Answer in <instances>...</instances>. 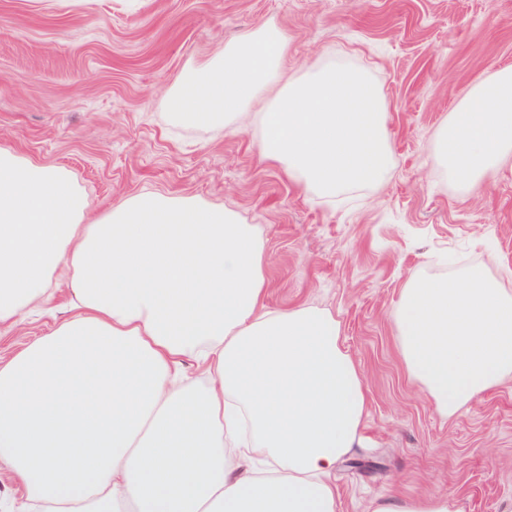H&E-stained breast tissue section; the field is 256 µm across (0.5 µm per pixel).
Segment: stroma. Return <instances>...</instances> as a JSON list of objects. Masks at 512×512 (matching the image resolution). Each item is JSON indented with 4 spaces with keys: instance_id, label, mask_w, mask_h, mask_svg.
<instances>
[{
    "instance_id": "1",
    "label": "stroma",
    "mask_w": 512,
    "mask_h": 512,
    "mask_svg": "<svg viewBox=\"0 0 512 512\" xmlns=\"http://www.w3.org/2000/svg\"><path fill=\"white\" fill-rule=\"evenodd\" d=\"M265 21L299 71L334 50L386 100L393 171L332 204L263 161L258 126L177 127L164 95L196 62ZM512 66V0H0V147L62 166L92 213L144 189L224 204L255 225L268 303L312 302L339 323L370 397L336 464L339 512L374 498L445 491L465 512H512V382L442 418L411 381L392 314L411 271L512 269V174L463 195L435 132L472 82ZM0 327V363L67 313Z\"/></svg>"
}]
</instances>
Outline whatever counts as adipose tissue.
<instances>
[{
    "mask_svg": "<svg viewBox=\"0 0 512 512\" xmlns=\"http://www.w3.org/2000/svg\"><path fill=\"white\" fill-rule=\"evenodd\" d=\"M290 38L257 25L164 97L182 126L259 118L261 157L330 201L392 169L387 107L359 68L284 76ZM437 156L472 194L512 172V68L474 81ZM69 316L0 363V464L42 512H337L332 480L368 391L326 309L267 305L263 241L233 210L142 191L90 216L68 170L0 147V327ZM409 376L455 417L512 378V270L412 272L393 312ZM194 355L210 384L187 382ZM367 512H463L450 494L397 493Z\"/></svg>",
    "mask_w": 512,
    "mask_h": 512,
    "instance_id": "1",
    "label": "adipose tissue"
}]
</instances>
